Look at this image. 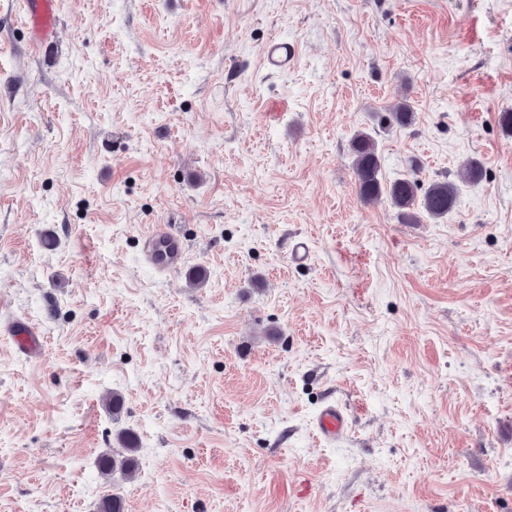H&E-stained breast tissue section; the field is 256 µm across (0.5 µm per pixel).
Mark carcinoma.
I'll list each match as a JSON object with an SVG mask.
<instances>
[{"label": "carcinoma", "instance_id": "cac0c4a2", "mask_svg": "<svg viewBox=\"0 0 512 512\" xmlns=\"http://www.w3.org/2000/svg\"><path fill=\"white\" fill-rule=\"evenodd\" d=\"M388 120L392 126H409L413 121L411 106L406 102L397 103L389 112ZM350 155L355 185L361 200L366 203H377L384 198L389 200L406 224L420 223L423 214L433 219L445 218L456 204L457 190L454 184L435 182L422 191L414 168L408 176L389 183L383 181L377 144L367 132L358 133L351 139ZM119 437L128 454L120 460L113 457L102 459L99 469L104 475H110L116 470L127 473L135 470L136 460L132 456L135 440L126 431L119 433ZM96 512H124L121 496L112 494L101 498L96 505Z\"/></svg>", "mask_w": 512, "mask_h": 512}]
</instances>
